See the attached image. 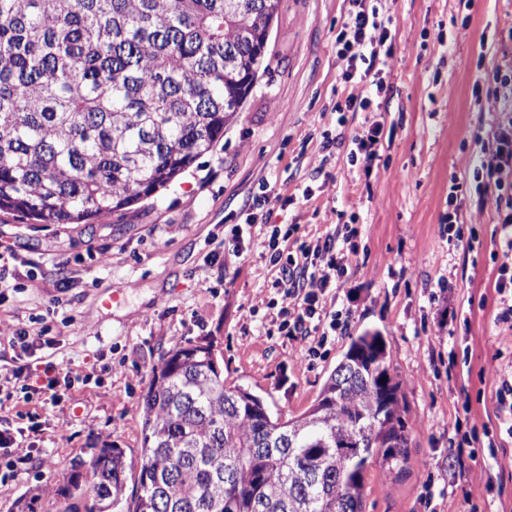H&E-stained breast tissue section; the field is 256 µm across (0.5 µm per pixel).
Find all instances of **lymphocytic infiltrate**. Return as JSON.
<instances>
[{"label": "lymphocytic infiltrate", "instance_id": "f902f5d3", "mask_svg": "<svg viewBox=\"0 0 512 512\" xmlns=\"http://www.w3.org/2000/svg\"><path fill=\"white\" fill-rule=\"evenodd\" d=\"M348 18L336 36V52L342 74L347 82L366 83L383 89L384 70L393 50L387 45L394 19L384 10L382 0H349ZM480 167L494 180V201L497 221L512 225V120L500 123L492 145L485 150ZM254 235L263 248L269 265L276 275L271 282L281 294L277 312L279 328L284 335L316 337L308 355L318 353L319 344L328 337L344 335L351 322L349 313L326 307L332 289L340 287L342 279L356 264L357 252L352 243L354 229L332 231L317 237L314 244L301 245L290 251L288 238L279 225H257L255 217L231 230L234 251H242L246 235ZM0 337L20 347L29 360L12 373L0 376V410L15 393L24 396H46L50 405H58L57 389L80 380V372L56 364L51 355L55 346L46 330L31 332L5 326Z\"/></svg>", "mask_w": 512, "mask_h": 512}]
</instances>
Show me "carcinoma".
<instances>
[{
    "label": "carcinoma",
    "instance_id": "1",
    "mask_svg": "<svg viewBox=\"0 0 512 512\" xmlns=\"http://www.w3.org/2000/svg\"><path fill=\"white\" fill-rule=\"evenodd\" d=\"M280 0H0V212L90 224L166 186L224 138ZM378 331L300 416L224 379L210 343L176 346L142 402L138 475L98 449L67 493L84 512H362L364 473L407 459L400 382Z\"/></svg>",
    "mask_w": 512,
    "mask_h": 512
}]
</instances>
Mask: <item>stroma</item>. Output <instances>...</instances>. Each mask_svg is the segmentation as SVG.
<instances>
[{"mask_svg":"<svg viewBox=\"0 0 512 512\" xmlns=\"http://www.w3.org/2000/svg\"><path fill=\"white\" fill-rule=\"evenodd\" d=\"M385 8L394 18L386 87L362 88L379 110L336 123L351 90L336 62L347 0H280L265 73L213 151L167 188L91 224L0 213V321L49 328L55 361L93 374L59 388L58 406L36 395L0 412V429L26 428L30 450L11 467L0 459V512H81L65 490L71 461L102 441L138 461L142 397L176 344L212 343L225 379L287 420L365 330L384 336L402 382L409 448L401 473L368 466L363 512H512V437L497 403L512 340L496 320L495 289L512 231L474 180L492 129L512 117L495 107L490 78L512 67V0ZM367 120L383 127L371 171L350 164L345 145L323 160L324 135L350 136ZM256 194L270 200L269 223L291 225L290 249L339 224L358 229V266L327 299L350 310L351 327L308 364L305 341L271 330L268 304L280 296L261 248L239 255L224 244ZM452 196L462 205L458 242L440 233ZM463 418L495 449L450 447Z\"/></svg>","mask_w":512,"mask_h":512,"instance_id":"stroma-1","label":"stroma"}]
</instances>
